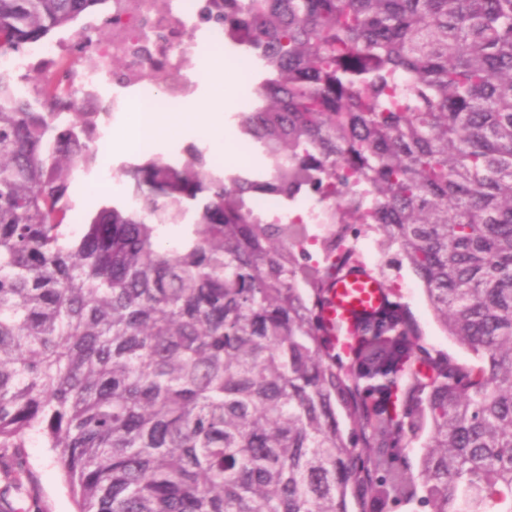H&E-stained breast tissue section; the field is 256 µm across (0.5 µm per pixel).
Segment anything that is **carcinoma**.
Listing matches in <instances>:
<instances>
[{"mask_svg": "<svg viewBox=\"0 0 512 512\" xmlns=\"http://www.w3.org/2000/svg\"><path fill=\"white\" fill-rule=\"evenodd\" d=\"M105 2L0 0V53ZM207 19L257 61L237 119L263 167L126 161L128 199L77 236L100 113L38 111L0 78V512L29 491L34 435L77 512H512V0H222ZM302 192L336 224L320 265L249 204ZM358 224L474 363L432 352L390 287L347 350L324 334Z\"/></svg>", "mask_w": 512, "mask_h": 512, "instance_id": "1", "label": "carcinoma"}]
</instances>
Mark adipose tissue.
<instances>
[{
  "label": "adipose tissue",
  "mask_w": 512,
  "mask_h": 512,
  "mask_svg": "<svg viewBox=\"0 0 512 512\" xmlns=\"http://www.w3.org/2000/svg\"><path fill=\"white\" fill-rule=\"evenodd\" d=\"M199 68L209 78L210 95L206 101L199 104L195 112L188 115L175 113L159 123L142 112L127 113L120 132L112 136L113 147L125 148L131 143L141 141L145 136L154 142L176 138L190 127L205 134L214 153L224 158L225 162H236L238 156L232 147L231 136L224 126V110L234 101L232 82L230 78L225 77L224 66L219 60L205 58L200 61Z\"/></svg>",
  "instance_id": "1"
}]
</instances>
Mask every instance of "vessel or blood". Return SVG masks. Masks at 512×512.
Here are the masks:
<instances>
[{
  "label": "vessel or blood",
  "mask_w": 512,
  "mask_h": 512,
  "mask_svg": "<svg viewBox=\"0 0 512 512\" xmlns=\"http://www.w3.org/2000/svg\"><path fill=\"white\" fill-rule=\"evenodd\" d=\"M331 304L327 319L353 328L359 314L377 308L383 298V287L375 279L359 272H351L335 281L330 293Z\"/></svg>",
  "instance_id": "vessel-or-blood-1"
}]
</instances>
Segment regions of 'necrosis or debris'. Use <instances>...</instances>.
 Returning a JSON list of instances; mask_svg holds the SVG:
<instances>
[{
	"label": "necrosis or debris",
	"instance_id": "obj_1",
	"mask_svg": "<svg viewBox=\"0 0 512 512\" xmlns=\"http://www.w3.org/2000/svg\"><path fill=\"white\" fill-rule=\"evenodd\" d=\"M207 0H112L105 36L77 48V36L38 42L24 51L0 55V78L23 94L48 102L52 96L75 98L84 112H143L178 107L195 94L199 82L186 63L208 55L225 42L223 28L206 25ZM122 72H115V63ZM253 208L280 223L301 218L304 239L324 240L330 226L306 195L291 204L256 200Z\"/></svg>",
	"mask_w": 512,
	"mask_h": 512
}]
</instances>
